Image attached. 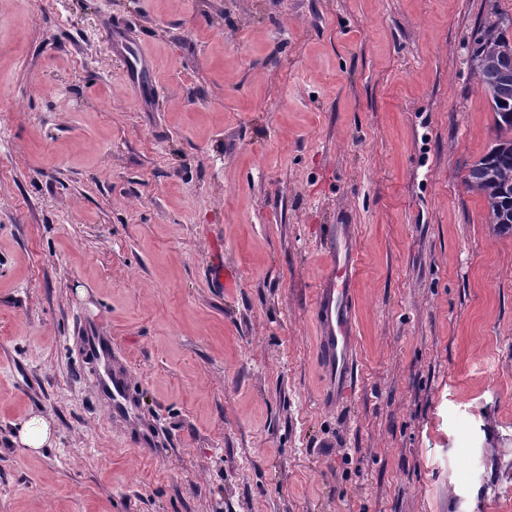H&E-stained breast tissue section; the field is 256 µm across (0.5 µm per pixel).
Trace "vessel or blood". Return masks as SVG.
Here are the masks:
<instances>
[{
  "mask_svg": "<svg viewBox=\"0 0 512 512\" xmlns=\"http://www.w3.org/2000/svg\"><path fill=\"white\" fill-rule=\"evenodd\" d=\"M331 257L328 275L313 306L320 326L317 352L325 376L328 399H343L357 386V351L352 321L351 280L354 246L348 225H329L326 237Z\"/></svg>",
  "mask_w": 512,
  "mask_h": 512,
  "instance_id": "vessel-or-blood-1",
  "label": "vessel or blood"
}]
</instances>
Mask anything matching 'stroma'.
Wrapping results in <instances>:
<instances>
[{"mask_svg":"<svg viewBox=\"0 0 512 512\" xmlns=\"http://www.w3.org/2000/svg\"><path fill=\"white\" fill-rule=\"evenodd\" d=\"M494 12L0 0V512H512V234L465 184ZM331 224L357 253L339 404L315 363ZM52 436L51 425L43 418H34L27 423L20 432V442L26 448L39 450L50 442Z\"/></svg>","mask_w":512,"mask_h":512,"instance_id":"1","label":"stroma"}]
</instances>
